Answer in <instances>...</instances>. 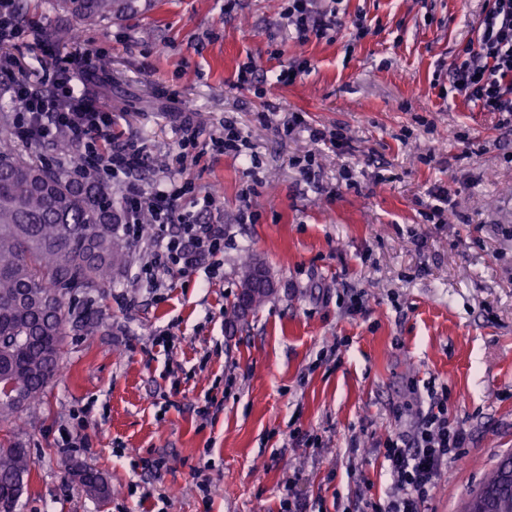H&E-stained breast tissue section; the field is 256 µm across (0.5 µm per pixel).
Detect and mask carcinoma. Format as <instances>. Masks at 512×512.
Masks as SVG:
<instances>
[{
    "instance_id": "cac0c4a2",
    "label": "carcinoma",
    "mask_w": 512,
    "mask_h": 512,
    "mask_svg": "<svg viewBox=\"0 0 512 512\" xmlns=\"http://www.w3.org/2000/svg\"><path fill=\"white\" fill-rule=\"evenodd\" d=\"M76 24L98 26L137 11L138 0H57ZM121 214L95 168L73 178L60 165L28 156L11 124L0 121V383L21 386L27 406L56 377L73 312L67 297L97 291L130 262L117 234ZM502 459L474 495H497L496 512H512V484ZM32 469L19 441L0 443V512H12ZM79 483L102 500L112 495L101 473L81 468Z\"/></svg>"
}]
</instances>
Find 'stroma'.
<instances>
[{
	"instance_id": "1",
	"label": "stroma",
	"mask_w": 512,
	"mask_h": 512,
	"mask_svg": "<svg viewBox=\"0 0 512 512\" xmlns=\"http://www.w3.org/2000/svg\"><path fill=\"white\" fill-rule=\"evenodd\" d=\"M484 4L347 0L370 35L300 47L286 38L280 0H241L229 15L224 0H142L138 14L88 28L53 0H22L25 22L51 36L57 57L95 48L111 59V74L86 88L116 111L117 131L151 146L157 167L141 173L145 186L171 158L182 107L209 132L235 121L247 151L207 150L186 169L224 226L223 278L200 267L147 287L144 238L111 287L70 297L97 309V328L70 327L59 374L21 417L15 438L33 467L15 512H279L287 483L307 512H361L390 488L380 440L410 430L431 388L447 389L448 416L471 440L423 512H461L512 454V132L436 76L474 38ZM299 54L309 72L280 83ZM250 60L260 97L234 86ZM172 89L180 103L168 100ZM267 99L281 111L264 115ZM292 110L343 128L351 152L283 133ZM309 153L335 195L292 165ZM438 185L456 210L440 227L426 219ZM246 205L256 223H240ZM247 253L265 263L274 293L237 321L229 305ZM350 292L364 301L354 316L343 304ZM162 329L173 337L167 351L153 343ZM207 395L223 409L205 420L196 408ZM78 412L92 445L66 458L55 442ZM297 427L321 447L289 445ZM151 452L166 460L156 474L141 469ZM80 465L109 481L108 502L74 479Z\"/></svg>"
}]
</instances>
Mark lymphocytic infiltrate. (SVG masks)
<instances>
[{"instance_id": "obj_1", "label": "lymphocytic infiltrate", "mask_w": 512, "mask_h": 512, "mask_svg": "<svg viewBox=\"0 0 512 512\" xmlns=\"http://www.w3.org/2000/svg\"><path fill=\"white\" fill-rule=\"evenodd\" d=\"M343 0H288L283 10L299 45L334 39L342 30L363 39L369 33L363 16L347 19ZM38 27L18 21L15 0H0V75L7 88L13 127L23 144L36 153L57 146L75 148L81 165L97 169L101 181L119 191L124 235H139L142 216L154 228V246L140 273L150 287H162L166 273L196 270L205 259L224 253L223 224L204 220L212 197L200 193L185 175L183 163L199 158L202 129L193 113H186L172 163L153 187H144L138 174L150 169L153 157L147 145L115 130L116 117L98 100L83 93L75 71L93 79L91 66L76 68L65 59H54L39 82L17 76L15 46L40 41ZM448 82L456 95L486 112L498 113L500 124L512 128V0H486L475 39L462 45L449 64ZM191 207H184V200ZM468 435L448 420L447 394L430 393L420 427L412 440L387 438L383 455L395 491L386 501H367L365 512H421L443 470L466 456Z\"/></svg>"}]
</instances>
